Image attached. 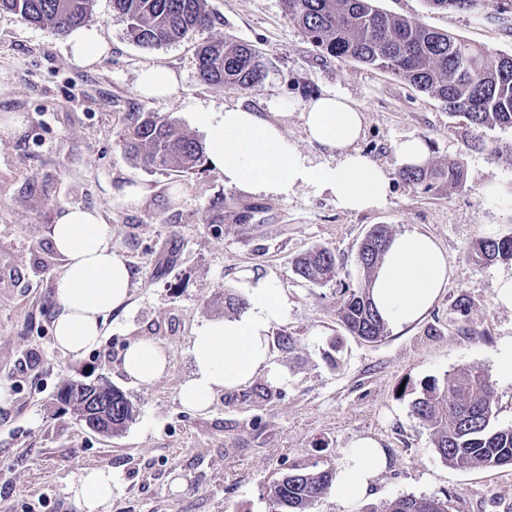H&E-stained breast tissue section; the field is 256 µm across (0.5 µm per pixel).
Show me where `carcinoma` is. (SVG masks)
I'll use <instances>...</instances> for the list:
<instances>
[{
	"mask_svg": "<svg viewBox=\"0 0 512 512\" xmlns=\"http://www.w3.org/2000/svg\"><path fill=\"white\" fill-rule=\"evenodd\" d=\"M94 0H0V11L24 22L66 34L92 19ZM375 0H283L288 19L323 54L388 70L418 91L439 99L452 116L475 129L512 128V55L488 56L458 36L426 23L389 14ZM478 0H429L434 9L466 12ZM115 20L126 25L132 40L153 49L178 42L211 23L207 0H112ZM263 54L226 38L198 48V77L207 84L249 87L265 76ZM131 163L148 170L194 174L203 166L205 146L175 119L150 113L118 134ZM406 182L428 189L440 180L465 184L461 161L443 168L398 170ZM391 232L374 225L361 242L358 279L341 283V324L354 336L378 342L388 325L375 309L370 285ZM472 253L486 263L512 261V234L479 238ZM295 279L305 285H325L338 277L336 254L326 246L312 248L292 261ZM56 400L73 408L85 424L101 434L122 431L136 415V406L108 383L69 381ZM109 407L105 416L92 415L94 406ZM415 416L430 432L435 452L446 463L462 468L512 466V426L495 423L494 390L485 373L469 367L443 382L424 384L412 403ZM335 471L294 466L269 485L274 512H310L332 485ZM382 512H449L448 498L399 496Z\"/></svg>",
	"mask_w": 512,
	"mask_h": 512,
	"instance_id": "1",
	"label": "carcinoma"
}]
</instances>
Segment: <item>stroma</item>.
<instances>
[{
	"instance_id": "stroma-1",
	"label": "stroma",
	"mask_w": 512,
	"mask_h": 512,
	"mask_svg": "<svg viewBox=\"0 0 512 512\" xmlns=\"http://www.w3.org/2000/svg\"><path fill=\"white\" fill-rule=\"evenodd\" d=\"M207 4L209 26L149 50L114 20L112 0H95L92 25L112 50L88 69L68 62L64 36L0 12V121L17 123L0 133V383L9 387L0 399V512H82L72 487L87 469L112 471L111 512H271L272 480L295 465L340 467L364 436L387 455L370 493L347 506L331 489L311 512H364L407 494L448 496L451 512H512V467L448 465L412 412L424 383L475 366L493 385L497 424L512 425V374L499 366L512 345V310L496 293L512 261L487 264L471 252L477 238L512 232V128L474 131L390 72L322 57L282 0ZM377 5L490 55L512 53V33L497 20L501 0H480L468 13L433 11L425 0ZM227 36L263 51L262 81L246 89L199 81L198 46ZM151 65L180 75L175 96L137 95V74ZM327 93L362 109L358 148L393 175L380 208L346 212L308 188L285 200L256 196L226 187L209 163L189 177L152 173L133 167L117 138L144 112L175 118L200 136L199 113L239 104L266 116L273 98L303 103ZM409 136L426 142L430 164L461 159L465 186L426 191L397 177L394 145ZM491 182L504 194L488 196ZM132 185L144 200L120 202ZM65 206L98 209L112 227L113 248L137 273L127 307L107 318L99 344L80 357L53 344L64 261L50 228ZM219 206L224 222L217 226L210 218ZM375 224L433 237L451 275L419 322L367 342L341 326L337 283L300 285L291 264L326 246L340 280H357L358 247ZM249 274L288 296L287 318L267 335L272 367L217 393L207 409L188 410L180 390L193 368L192 338L203 324L230 318L224 291ZM461 296L468 303L462 320L453 312ZM283 330L299 337L292 350L275 341ZM142 337L169 359L148 385L122 368L124 351ZM72 380L116 386L135 404V420L113 436L92 432L55 398ZM260 387L269 391L262 400Z\"/></svg>"
}]
</instances>
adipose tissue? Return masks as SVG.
Masks as SVG:
<instances>
[{
	"mask_svg": "<svg viewBox=\"0 0 512 512\" xmlns=\"http://www.w3.org/2000/svg\"><path fill=\"white\" fill-rule=\"evenodd\" d=\"M111 49L98 30L81 27L69 32L66 53L72 65L88 68ZM290 103L276 102L274 119L240 107L200 120L208 133L210 162L224 173V184L260 196L288 198L303 187L329 194L338 208L364 212L383 206L391 178L356 147L363 132V112L343 95L321 96L303 103L301 117L310 142L326 150L329 163L311 160L285 139L281 121ZM51 240L64 260L56 281L59 313L53 323L54 345L62 353L80 356L95 347L112 311L131 296L134 273L112 248V228L97 209L65 207L51 226ZM447 254L423 233L395 236L378 266L372 298L389 326L419 321L448 284ZM249 308L235 319L213 321L192 339L193 371L180 391L184 407L201 411L214 395L239 386L258 371L268 369L266 334L288 312L287 296L267 279L245 284ZM168 360L151 339L127 347L123 369L148 384L165 372ZM385 466L378 441L357 439L346 452L335 480L343 502L364 497ZM116 480L111 472L94 469L82 474L75 487L85 512H110Z\"/></svg>",
	"mask_w": 512,
	"mask_h": 512,
	"instance_id": "1",
	"label": "adipose tissue"
}]
</instances>
